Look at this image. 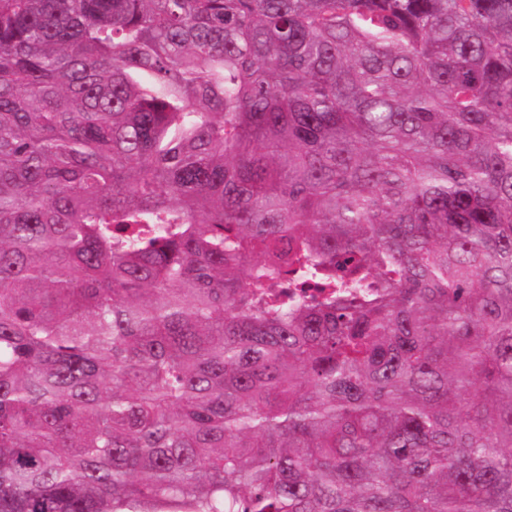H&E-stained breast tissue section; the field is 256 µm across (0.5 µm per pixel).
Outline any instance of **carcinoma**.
Listing matches in <instances>:
<instances>
[{
    "label": "carcinoma",
    "mask_w": 512,
    "mask_h": 512,
    "mask_svg": "<svg viewBox=\"0 0 512 512\" xmlns=\"http://www.w3.org/2000/svg\"><path fill=\"white\" fill-rule=\"evenodd\" d=\"M0 512H512V0H0Z\"/></svg>",
    "instance_id": "1"
}]
</instances>
